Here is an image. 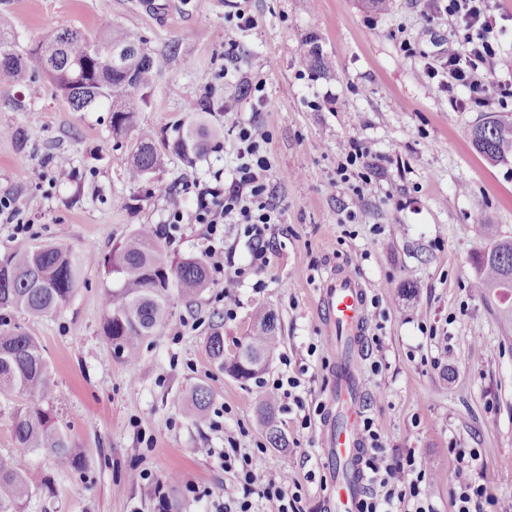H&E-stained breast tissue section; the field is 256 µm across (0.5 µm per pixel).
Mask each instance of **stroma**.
I'll use <instances>...</instances> for the list:
<instances>
[{
	"label": "stroma",
	"instance_id": "stroma-1",
	"mask_svg": "<svg viewBox=\"0 0 512 512\" xmlns=\"http://www.w3.org/2000/svg\"><path fill=\"white\" fill-rule=\"evenodd\" d=\"M225 0H0L20 42L64 28L97 34L105 24L132 31L158 57L157 77L138 123L168 151L149 181L125 178L129 149L114 139L106 110L75 112L44 79L0 93V197L14 198L22 218L0 219V254L62 240L76 255L108 253L142 224L160 233L175 257H204L201 225L193 223L191 181L230 184L238 163V131L224 121L232 106L242 121L270 135L269 199L279 212L271 231L270 264L258 278L225 291L211 280L194 300L170 295L161 335L145 340L137 362L118 356L102 336V265L81 266L71 298L38 319L0 309V321L38 336L49 368L47 403L81 456L60 468L42 451L17 448V400L0 398V460L26 455L45 478L22 512H157L152 483L164 481L170 512H210L215 502L243 495L234 473L209 448L236 440L255 467L288 474L302 485L305 512H327L330 475L323 431L336 412L332 332L317 308L332 269L352 271L377 303L353 350L351 369L389 451L415 449L443 480L428 487L434 512H453L447 474L451 447L475 448L486 512H512V298L478 288L473 254L484 227L512 235V161L493 165L473 148L470 133L485 116L512 117V97L458 112L422 66L440 63L444 44L463 39L437 0H388L369 11L361 0H246L257 23L236 25ZM319 48L329 74L300 67ZM261 82L260 97L238 94L241 80ZM403 109H395L394 100ZM218 137L187 163L170 146L197 125ZM27 133L17 147L10 132ZM368 149L371 191L358 167L341 170L348 140ZM70 175L52 173L57 154ZM44 176L31 180L30 166ZM182 211V224L168 222ZM362 255L359 269L349 260ZM234 308L225 319V308ZM264 307L281 325L282 343L262 372L301 381L302 407L280 408L287 448L269 446L254 403L255 381L218 373L205 349L220 324L234 351L252 313ZM453 338L446 368L433 365L438 339ZM386 351L373 370V337ZM209 384L205 418L189 417L191 390ZM150 473L151 482L133 474Z\"/></svg>",
	"mask_w": 512,
	"mask_h": 512
}]
</instances>
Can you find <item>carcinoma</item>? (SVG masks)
<instances>
[{"label":"carcinoma","mask_w":512,"mask_h":512,"mask_svg":"<svg viewBox=\"0 0 512 512\" xmlns=\"http://www.w3.org/2000/svg\"><path fill=\"white\" fill-rule=\"evenodd\" d=\"M116 46L129 49L125 65L119 68L108 63V55ZM299 63L314 74H325L331 68L330 59L317 49L301 55ZM156 70L153 53L127 30L109 27L91 35L66 28L22 45L16 39L12 17L0 14V91L20 86L37 73L75 112L107 107L112 137L123 139L133 134L126 169L132 183L154 177L163 166V154L153 132L137 128V112L142 110ZM471 135L474 149L489 162L512 159L511 119L491 115ZM173 149L187 160L199 158L209 149L207 133L189 128L174 142ZM487 238L495 248L490 253L481 248L472 262L479 287L494 291L512 276V236L500 234L489 224ZM97 261L96 252L89 250L76 257L60 242L7 252L0 256V308L41 317L70 299L80 266ZM101 261L106 274L115 280V286L106 289L103 336L129 361L137 359L144 340L163 328L170 289L192 299L210 280L201 259H169L161 237L150 224L140 225ZM279 344L274 315L260 310L232 353L224 351V335L218 325L207 336L205 350L218 371L246 382L265 369ZM51 388L39 338L19 325L5 328L0 324V395L19 401L13 424L17 447L44 451L59 466L75 468L80 465V456L50 410L44 408ZM212 398L207 385L195 386L188 399V413L202 416ZM256 413L271 447H288L278 426L276 402L262 397ZM43 482L42 474L26 458L0 460V512H20L24 500Z\"/></svg>","instance_id":"1"}]
</instances>
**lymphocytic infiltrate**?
Listing matches in <instances>:
<instances>
[{"label":"lymphocytic infiltrate","mask_w":512,"mask_h":512,"mask_svg":"<svg viewBox=\"0 0 512 512\" xmlns=\"http://www.w3.org/2000/svg\"><path fill=\"white\" fill-rule=\"evenodd\" d=\"M446 9L465 32L463 45H449L441 64L424 63L423 74L439 79L448 91L456 111L464 112L485 106L494 97L512 96V83L501 80L494 64L501 53L496 35L499 17L490 0H448ZM238 130V164L230 185L195 184L193 220L204 225L206 255L215 272L224 276V285L237 287L247 277L264 270L270 263L268 234L276 220L274 208L262 203L267 190L270 157L265 128L254 122L233 117ZM242 226L247 239L250 260L247 265L224 270V227ZM360 432L365 441L363 466L368 486L359 512H433L427 502V482L432 474L428 464L418 459L414 449L391 453L371 419H363ZM224 469L236 472L245 494L238 512H251V495L273 502L277 512H303L300 491L291 489L287 477L271 478L255 468L248 453L230 447L221 451L207 449ZM456 468L449 476L450 495L455 512H484L487 490L472 477L474 462L480 458L475 448L453 451Z\"/></svg>","instance_id":"obj_1"}]
</instances>
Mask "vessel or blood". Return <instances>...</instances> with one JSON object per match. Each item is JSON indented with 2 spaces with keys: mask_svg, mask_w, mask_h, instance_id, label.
<instances>
[{
  "mask_svg": "<svg viewBox=\"0 0 512 512\" xmlns=\"http://www.w3.org/2000/svg\"><path fill=\"white\" fill-rule=\"evenodd\" d=\"M330 327L341 334L359 336L366 319V302L359 283L349 275L330 279L319 297ZM337 398L349 399L346 417L336 418L327 435L326 455L332 465L330 512H358L367 486L362 470V391L356 378L337 377Z\"/></svg>",
  "mask_w": 512,
  "mask_h": 512,
  "instance_id": "b4317fda",
  "label": "vessel or blood"
}]
</instances>
